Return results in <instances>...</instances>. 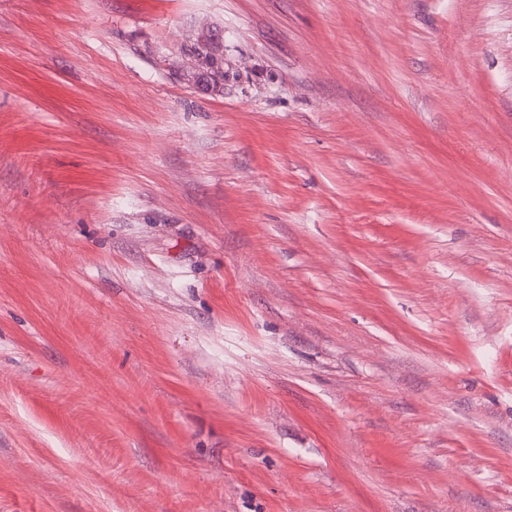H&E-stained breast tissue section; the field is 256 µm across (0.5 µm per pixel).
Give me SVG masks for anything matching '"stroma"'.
<instances>
[{"label":"stroma","instance_id":"stroma-1","mask_svg":"<svg viewBox=\"0 0 512 512\" xmlns=\"http://www.w3.org/2000/svg\"><path fill=\"white\" fill-rule=\"evenodd\" d=\"M0 512H512V0H0Z\"/></svg>","mask_w":512,"mask_h":512}]
</instances>
